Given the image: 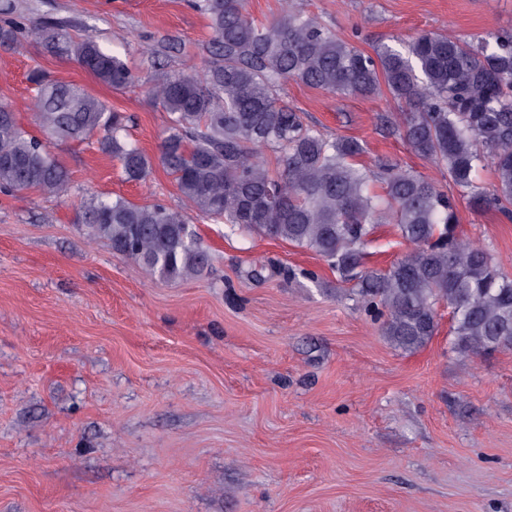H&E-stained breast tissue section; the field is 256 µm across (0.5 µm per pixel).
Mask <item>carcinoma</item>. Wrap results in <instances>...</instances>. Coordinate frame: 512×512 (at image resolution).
<instances>
[{
    "instance_id": "obj_1",
    "label": "carcinoma",
    "mask_w": 512,
    "mask_h": 512,
    "mask_svg": "<svg viewBox=\"0 0 512 512\" xmlns=\"http://www.w3.org/2000/svg\"><path fill=\"white\" fill-rule=\"evenodd\" d=\"M247 5L193 0L213 33L204 69L159 70L149 88L171 116L159 160L183 201L234 230L318 254L342 281L355 282L354 298L381 314L383 335L406 354L436 334L443 305L452 310L459 352L511 350L512 276L460 233L457 201L475 212L492 206L512 219V32L467 40L422 32L367 54L314 16L286 7L257 24ZM0 45L63 50L114 90L136 82L118 53L45 19L1 24ZM287 79L334 95L387 91L401 112L383 118L385 126L446 170L457 196L393 162L374 169L359 163V140L326 136L279 98ZM31 82L27 109L41 136L27 133L12 108L0 104V188L66 193L70 175L50 145L94 135L126 179L149 177L150 159L123 136L125 116L76 83L40 71ZM264 149L276 154V168ZM485 167L496 179L491 193L478 181ZM375 181L382 184L379 195L371 191ZM80 220L87 244L105 241L161 280L200 277L210 266L209 250L179 208L95 195ZM376 224L395 225L410 245L386 270L364 269Z\"/></svg>"
}]
</instances>
